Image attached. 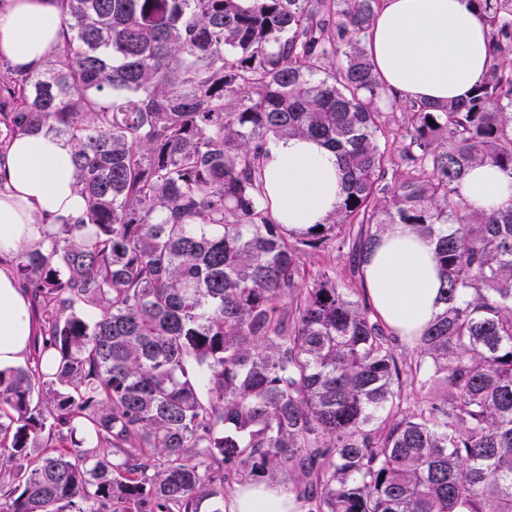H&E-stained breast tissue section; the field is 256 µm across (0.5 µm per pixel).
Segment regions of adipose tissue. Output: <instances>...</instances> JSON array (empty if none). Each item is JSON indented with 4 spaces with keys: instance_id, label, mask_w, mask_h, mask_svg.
Wrapping results in <instances>:
<instances>
[{
    "instance_id": "adipose-tissue-1",
    "label": "adipose tissue",
    "mask_w": 512,
    "mask_h": 512,
    "mask_svg": "<svg viewBox=\"0 0 512 512\" xmlns=\"http://www.w3.org/2000/svg\"><path fill=\"white\" fill-rule=\"evenodd\" d=\"M64 0H0V58L36 71L63 41ZM368 50L386 86L402 100L462 99L488 66L487 28L469 0H381ZM264 188L274 219L300 231L319 224L343 195L336 155L313 139L273 142L263 162ZM72 151L44 134H20L0 164V256L15 255L40 227L79 215L83 197L73 185ZM463 192L481 209L512 198V179L484 165L464 179ZM371 307L397 334L417 336L439 310L440 277L434 248L396 224L381 236L364 265ZM34 323L14 277L0 269V368L27 352ZM233 512H291L287 499L264 484L241 487Z\"/></svg>"
}]
</instances>
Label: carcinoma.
<instances>
[{"label": "carcinoma", "instance_id": "obj_1", "mask_svg": "<svg viewBox=\"0 0 512 512\" xmlns=\"http://www.w3.org/2000/svg\"><path fill=\"white\" fill-rule=\"evenodd\" d=\"M470 3L487 73L441 105L389 96L380 0H65L44 67L0 66V150L61 139L86 201L13 257L48 325L0 369V467L26 464L0 512H198L278 471L298 512H512V199L462 191L512 178V0ZM297 136L345 175L303 231L263 192ZM393 224L442 281L409 357L353 280L306 268L360 269ZM463 192L475 207L491 209L512 198V180L498 168L484 165L467 174Z\"/></svg>", "mask_w": 512, "mask_h": 512}]
</instances>
